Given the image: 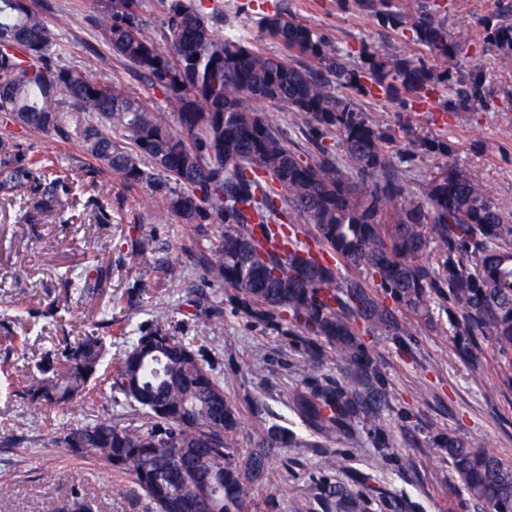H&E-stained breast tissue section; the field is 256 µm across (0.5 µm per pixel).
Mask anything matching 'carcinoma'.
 <instances>
[{
  "label": "carcinoma",
  "instance_id": "carcinoma-1",
  "mask_svg": "<svg viewBox=\"0 0 512 512\" xmlns=\"http://www.w3.org/2000/svg\"><path fill=\"white\" fill-rule=\"evenodd\" d=\"M164 2L165 48L142 18L141 0H100L94 17L112 56L152 90L143 99L121 83L55 62L48 4L0 0V126L13 127L0 135V193L25 188L39 212L61 205L67 176L27 145L28 136L43 133L77 141L100 168L146 189L182 223L222 228L193 254L199 281L182 288L183 304L193 308L189 316L202 333L222 324L229 288L230 303L255 322L293 327L302 382L290 407L321 435L345 432L357 418L381 433L387 393L364 334H406L397 311L429 323L431 302L442 298L462 361L478 366L484 341L511 352L512 213L474 173L448 163V145L438 140L408 143L409 158L438 162L422 197L407 196L404 171L383 150L388 136L352 96L367 92V80L397 100L453 80L454 104L477 112L488 105L481 71L454 80L446 68L378 51L354 71L324 34L281 9L258 19L260 32L279 47L270 54L257 43L216 35L206 0ZM356 3L385 25L410 27L413 41L443 63L468 53L466 35H451L428 0L404 10L393 9L392 0ZM484 31L500 62L511 64L512 23L489 21ZM261 101L299 114L311 147L290 146L256 109ZM71 112L85 123L71 126ZM298 218L312 226L314 244L300 246L286 234ZM137 231L136 250L155 249L150 231ZM330 257L372 284L338 278ZM172 316L168 307H155L152 328L129 342L106 378L107 399L122 396L137 416L126 424H79L52 443L129 474L148 512H242L252 490L271 483L274 449L296 436L261 419L254 448L236 456L237 411L195 341L177 334ZM106 354L105 337L91 331L64 348L62 369L48 354L23 398L37 409L84 398ZM328 360L344 364L343 379L322 380L318 370ZM432 442L448 455L467 494L460 512H512L511 462L453 434L438 433ZM314 497L325 512H364L344 484L323 480ZM90 503L76 491L60 512H83Z\"/></svg>",
  "mask_w": 512,
  "mask_h": 512
}]
</instances>
